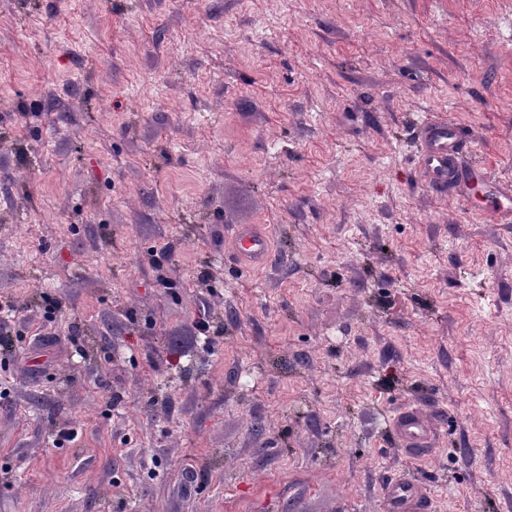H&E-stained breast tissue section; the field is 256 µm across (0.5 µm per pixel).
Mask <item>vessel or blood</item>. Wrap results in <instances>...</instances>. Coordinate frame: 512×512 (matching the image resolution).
<instances>
[{
    "label": "vessel or blood",
    "mask_w": 512,
    "mask_h": 512,
    "mask_svg": "<svg viewBox=\"0 0 512 512\" xmlns=\"http://www.w3.org/2000/svg\"><path fill=\"white\" fill-rule=\"evenodd\" d=\"M420 158L433 188L456 185L466 189L471 177L457 165L460 154L467 147V137L455 123L438 120L423 123L420 132ZM480 182L488 188L491 211L512 208V182L482 174ZM234 249L239 257L251 264H264L270 255L267 233L252 225L235 227L232 232ZM390 431L412 454H424L431 446L432 422L418 407L399 410L388 421ZM387 512H434L432 496L420 485L403 478L391 480L385 489Z\"/></svg>",
    "instance_id": "1"
}]
</instances>
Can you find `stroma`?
<instances>
[{
    "label": "stroma",
    "instance_id": "stroma-1",
    "mask_svg": "<svg viewBox=\"0 0 512 512\" xmlns=\"http://www.w3.org/2000/svg\"><path fill=\"white\" fill-rule=\"evenodd\" d=\"M431 119L512 178V0H0V512H512V223ZM420 137V158L433 188H446L455 184L459 188L458 195L464 197L468 183L479 180L488 188L490 211L512 208L509 181L494 178L486 171L480 176L475 173L464 174L458 168L457 160L467 148V137L455 123L447 120L425 122L421 127ZM234 250L250 264H264L270 255V238L254 225L236 226L232 232ZM388 427L413 455H422L431 447L432 422L419 407H406L388 420ZM388 512H434L432 496L420 485L403 478L392 479L385 489Z\"/></svg>",
    "mask_w": 512,
    "mask_h": 512
}]
</instances>
